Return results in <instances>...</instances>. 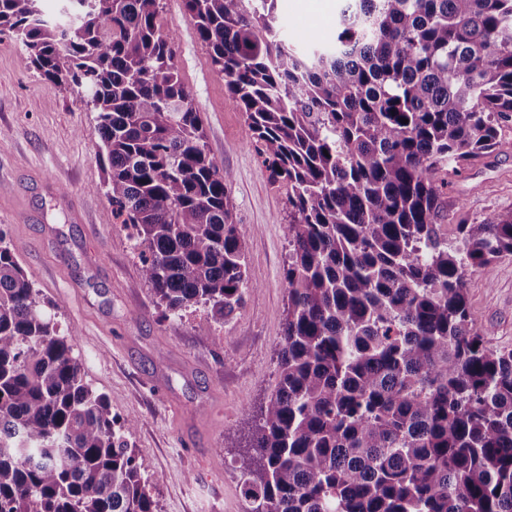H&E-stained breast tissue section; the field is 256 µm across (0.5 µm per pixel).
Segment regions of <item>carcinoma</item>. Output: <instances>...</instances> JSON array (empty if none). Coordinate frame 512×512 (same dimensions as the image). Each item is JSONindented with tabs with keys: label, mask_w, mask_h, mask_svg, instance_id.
I'll use <instances>...</instances> for the list:
<instances>
[{
	"label": "carcinoma",
	"mask_w": 512,
	"mask_h": 512,
	"mask_svg": "<svg viewBox=\"0 0 512 512\" xmlns=\"http://www.w3.org/2000/svg\"><path fill=\"white\" fill-rule=\"evenodd\" d=\"M0 0V32L83 93L141 275L227 321L248 289L231 174L206 149L161 0ZM284 196L288 303L252 432L245 512H512V349L468 274L512 255V214L459 215L448 165L512 122V0H344L336 39L284 38L277 0H183ZM407 122H402V119ZM76 336L0 244V512H156Z\"/></svg>",
	"instance_id": "1"
}]
</instances>
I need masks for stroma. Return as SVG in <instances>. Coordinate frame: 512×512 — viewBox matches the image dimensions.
I'll list each match as a JSON object with an SVG mask.
<instances>
[{
	"instance_id": "1",
	"label": "stroma",
	"mask_w": 512,
	"mask_h": 512,
	"mask_svg": "<svg viewBox=\"0 0 512 512\" xmlns=\"http://www.w3.org/2000/svg\"><path fill=\"white\" fill-rule=\"evenodd\" d=\"M178 31L176 62L206 130L207 151L232 175L249 289L236 315L212 322L158 307L128 231L112 213L96 114L60 97L0 33V239L18 256L62 330H74L86 382L117 421L144 475H158L157 512H244L243 446L271 393L287 292L288 218L250 144L242 112L214 73L182 0H163ZM342 0H278L290 45L336 37ZM512 211V127L488 154L448 173V222L484 224ZM470 312L487 343L512 349V256L469 280Z\"/></svg>"
}]
</instances>
